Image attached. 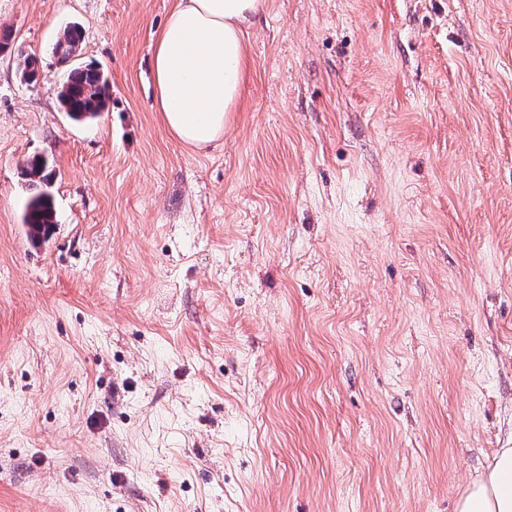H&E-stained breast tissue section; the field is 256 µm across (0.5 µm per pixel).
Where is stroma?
<instances>
[{
	"mask_svg": "<svg viewBox=\"0 0 512 512\" xmlns=\"http://www.w3.org/2000/svg\"><path fill=\"white\" fill-rule=\"evenodd\" d=\"M173 3L0 0L41 65L0 54V512H455L512 448V0H265L205 149L154 107ZM82 33L76 25L66 26L58 35L54 45L57 62L67 66L58 100L64 112L75 121L93 119L104 112L109 100V85L100 67L92 64H69L79 56ZM49 162L45 157L33 156L28 159L24 167V176L28 181L32 195L28 199L23 213V223L36 238H46L56 224V213L52 197L40 190L42 184L49 181L51 171Z\"/></svg>",
	"mask_w": 512,
	"mask_h": 512,
	"instance_id": "1",
	"label": "stroma"
}]
</instances>
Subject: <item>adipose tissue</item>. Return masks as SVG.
Segmentation results:
<instances>
[{"label": "adipose tissue", "mask_w": 512, "mask_h": 512, "mask_svg": "<svg viewBox=\"0 0 512 512\" xmlns=\"http://www.w3.org/2000/svg\"><path fill=\"white\" fill-rule=\"evenodd\" d=\"M265 0H175L154 43L155 106L178 141L204 149L221 139L248 70L243 32ZM455 512H512V448L499 449Z\"/></svg>", "instance_id": "1"}]
</instances>
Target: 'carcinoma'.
<instances>
[{
  "label": "carcinoma",
  "instance_id": "cac0c4a2",
  "mask_svg": "<svg viewBox=\"0 0 512 512\" xmlns=\"http://www.w3.org/2000/svg\"><path fill=\"white\" fill-rule=\"evenodd\" d=\"M9 30L0 31V54H15L17 67L23 81L33 83L38 79L37 59L10 43ZM82 33L75 25L65 27L58 35L55 46L57 63L66 67V75L58 93L61 108L75 121L93 119L107 108L109 85L101 68L92 65H77L71 60L78 57ZM24 176L33 193L23 213V223L36 238L47 237L56 224V213L52 197L41 186L49 181V162L42 156L28 159Z\"/></svg>",
  "mask_w": 512,
  "mask_h": 512
}]
</instances>
